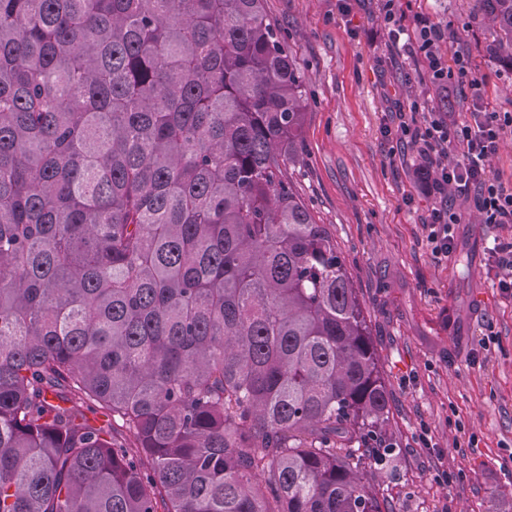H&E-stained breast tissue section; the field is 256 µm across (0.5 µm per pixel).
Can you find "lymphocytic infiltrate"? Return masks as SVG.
Returning a JSON list of instances; mask_svg holds the SVG:
<instances>
[{
    "label": "lymphocytic infiltrate",
    "instance_id": "obj_1",
    "mask_svg": "<svg viewBox=\"0 0 512 512\" xmlns=\"http://www.w3.org/2000/svg\"><path fill=\"white\" fill-rule=\"evenodd\" d=\"M389 30L390 50L405 48L427 69L432 89L448 97L470 100L473 110L466 123L441 112L411 110L397 113L396 135L416 147L426 163L427 186L441 201L423 222L435 259L455 249L456 224L461 223L456 200L472 202L485 224H512V185L494 176L488 161L500 148L506 131L512 130V114L496 111L484 98L482 82L469 54H440L439 47L452 41L454 31L435 23L428 15L407 14L400 0H381ZM453 200H445V193Z\"/></svg>",
    "mask_w": 512,
    "mask_h": 512
}]
</instances>
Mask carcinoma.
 Here are the masks:
<instances>
[{
    "label": "carcinoma",
    "mask_w": 512,
    "mask_h": 512,
    "mask_svg": "<svg viewBox=\"0 0 512 512\" xmlns=\"http://www.w3.org/2000/svg\"><path fill=\"white\" fill-rule=\"evenodd\" d=\"M306 111L264 0H0V512H392Z\"/></svg>",
    "instance_id": "cac0c4a2"
}]
</instances>
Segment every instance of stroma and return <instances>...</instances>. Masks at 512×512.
<instances>
[{"label":"stroma","mask_w":512,"mask_h":512,"mask_svg":"<svg viewBox=\"0 0 512 512\" xmlns=\"http://www.w3.org/2000/svg\"><path fill=\"white\" fill-rule=\"evenodd\" d=\"M452 25L485 96L512 113V66L489 57L480 0H411ZM267 16L305 80L298 162L286 177L346 263L370 321L391 401L396 448L375 474L394 512H512V297L486 248L512 225L460 205L456 250L431 253L415 148L391 130L413 101L436 109L422 63L389 52L378 0H266ZM490 345H483L486 336Z\"/></svg>","instance_id":"obj_1"}]
</instances>
